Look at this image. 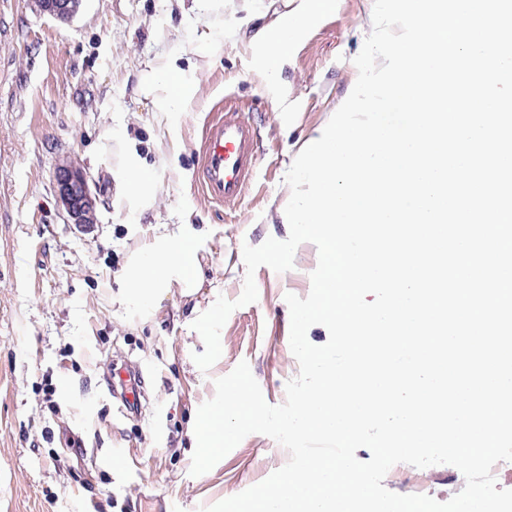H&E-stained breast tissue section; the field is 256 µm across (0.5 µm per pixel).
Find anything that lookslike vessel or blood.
Wrapping results in <instances>:
<instances>
[{"mask_svg":"<svg viewBox=\"0 0 512 512\" xmlns=\"http://www.w3.org/2000/svg\"><path fill=\"white\" fill-rule=\"evenodd\" d=\"M256 131L233 109L206 131L199 156V181L208 198L232 205L241 200L258 169Z\"/></svg>","mask_w":512,"mask_h":512,"instance_id":"b4317fda","label":"vessel or blood"}]
</instances>
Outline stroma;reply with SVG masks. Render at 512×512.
<instances>
[{
  "instance_id": "35a3bbf8",
  "label": "stroma",
  "mask_w": 512,
  "mask_h": 512,
  "mask_svg": "<svg viewBox=\"0 0 512 512\" xmlns=\"http://www.w3.org/2000/svg\"><path fill=\"white\" fill-rule=\"evenodd\" d=\"M241 0H82L61 22L38 0H0V512H203L288 461L263 434L245 437L211 470L190 475L198 407L216 378L248 362L267 403L282 404L299 373L287 294L306 297L319 261L301 243L291 270L255 272L256 302L232 312L208 371L192 324L218 296L237 299L244 245L287 239L278 211L295 157L350 95L374 0H335L293 49L284 77L293 112H276L246 43L201 38ZM174 64L197 93L160 112L156 69ZM245 104L259 133V172L242 200H207L195 176L202 134L225 106ZM151 170L152 200L117 178L130 153ZM74 161L97 198L96 222L68 223L54 166ZM188 242L200 280L143 306L126 302L133 256L157 240ZM131 363L144 380L139 413L121 414L106 378ZM53 398H45L46 387ZM391 492L445 502L464 478L448 468L394 465Z\"/></svg>"
}]
</instances>
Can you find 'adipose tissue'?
Here are the masks:
<instances>
[{"label": "adipose tissue", "instance_id": "obj_1", "mask_svg": "<svg viewBox=\"0 0 512 512\" xmlns=\"http://www.w3.org/2000/svg\"><path fill=\"white\" fill-rule=\"evenodd\" d=\"M334 0H298L293 11L283 12L276 25L251 34L250 25L256 17L254 0H242V14L233 19L229 26L209 30L208 35L216 42L224 39L248 40L253 49L256 70L263 75L268 93L276 102L279 111H291L293 105L288 100L282 85V74L295 43L302 38L306 28L322 13L332 9ZM177 266L183 283L196 284L197 268L189 245L178 239L160 243L142 258L132 280V295L142 298L158 293L165 286L164 271L169 266Z\"/></svg>", "mask_w": 512, "mask_h": 512}]
</instances>
